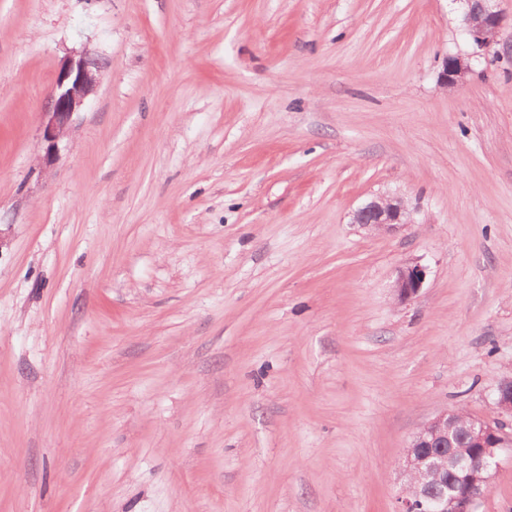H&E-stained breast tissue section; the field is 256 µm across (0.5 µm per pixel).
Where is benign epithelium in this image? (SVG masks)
I'll use <instances>...</instances> for the list:
<instances>
[{
    "label": "benign epithelium",
    "mask_w": 512,
    "mask_h": 512,
    "mask_svg": "<svg viewBox=\"0 0 512 512\" xmlns=\"http://www.w3.org/2000/svg\"><path fill=\"white\" fill-rule=\"evenodd\" d=\"M463 4L462 26L475 47V56L497 42L500 30L509 15L500 6V0H459ZM471 70V58L450 56L447 58L441 78L445 85L455 86ZM100 67L96 60L87 56L69 57L61 64L47 106L42 112L41 160L50 165L58 158L59 143L67 136L73 116L80 111L86 97L98 82ZM353 223L374 232L383 233L397 225L410 223V213L405 201L397 196L380 195L353 214ZM428 275L427 266L418 261L402 265L392 283L393 299L405 305L414 299L422 289ZM493 409L499 414L512 417V379L499 381L493 392ZM455 428V412L444 410L424 423L411 437L409 448L448 449L440 456L442 467H448V458L455 449L448 448V441ZM465 441L479 443L486 448L482 454L469 459V471L482 473L481 482L469 486L467 492L451 501L442 497L435 499L437 512H474L477 503L490 488L491 472L499 466V451L512 441V435L505 432L504 424L498 420L471 418L464 429ZM433 455L410 454L399 460V471L407 475L409 484L415 487L412 496L400 493L397 498V512H422L421 496L429 486L434 464Z\"/></svg>",
    "instance_id": "obj_1"
}]
</instances>
